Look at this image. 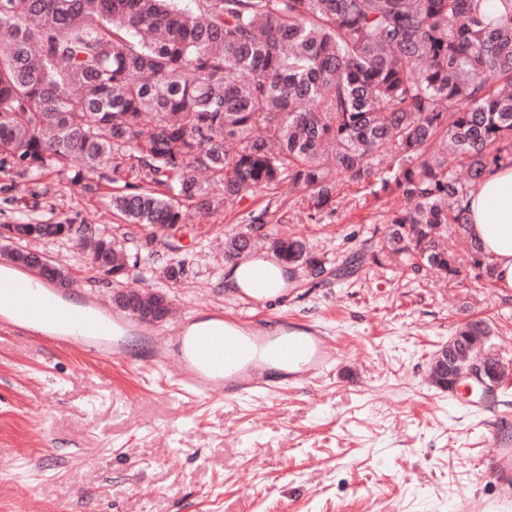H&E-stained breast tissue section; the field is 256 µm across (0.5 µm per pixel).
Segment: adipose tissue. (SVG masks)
<instances>
[{
    "label": "adipose tissue",
    "instance_id": "ef3b65f1",
    "mask_svg": "<svg viewBox=\"0 0 512 512\" xmlns=\"http://www.w3.org/2000/svg\"><path fill=\"white\" fill-rule=\"evenodd\" d=\"M473 239L494 266L501 294L512 293V168L488 173L467 205Z\"/></svg>",
    "mask_w": 512,
    "mask_h": 512
}]
</instances>
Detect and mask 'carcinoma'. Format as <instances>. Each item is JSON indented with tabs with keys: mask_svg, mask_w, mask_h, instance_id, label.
Returning <instances> with one entry per match:
<instances>
[{
	"mask_svg": "<svg viewBox=\"0 0 512 512\" xmlns=\"http://www.w3.org/2000/svg\"><path fill=\"white\" fill-rule=\"evenodd\" d=\"M0 0V170L39 180L80 159L74 181L112 174L127 224H184L257 189L291 185L310 217L333 209L346 178L398 195L378 253L410 271L455 275L454 236L470 240L466 203L485 174L512 167V0ZM467 173L462 181L457 169ZM206 170L224 185L214 199ZM249 232L225 238L234 261ZM270 250L321 271L306 244L272 226ZM93 264L125 266L92 237ZM484 349L480 320L457 332Z\"/></svg>",
	"mask_w": 512,
	"mask_h": 512,
	"instance_id": "carcinoma-1",
	"label": "carcinoma"
}]
</instances>
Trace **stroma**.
<instances>
[{
    "mask_svg": "<svg viewBox=\"0 0 512 512\" xmlns=\"http://www.w3.org/2000/svg\"><path fill=\"white\" fill-rule=\"evenodd\" d=\"M79 167L31 180L0 172V224L31 217L88 225L116 238L137 266L120 281L68 241L39 243L82 295L158 290L193 312L234 310L224 236L265 214L307 242L326 275H299L266 317L324 328L330 371L240 400L182 393L170 372L41 348L0 332V512H477L499 490L492 433L512 438V375L472 404L434 386L435 352L466 319L485 320L486 352L512 362V296L500 294L467 249L448 239L458 273H412L372 254L402 197L340 183L334 211L308 218L288 188L192 211L166 232L122 223L108 182L85 192ZM183 269L164 279L170 262Z\"/></svg>",
    "mask_w": 512,
    "mask_h": 512,
    "instance_id": "35a3bbf8",
    "label": "stroma"
}]
</instances>
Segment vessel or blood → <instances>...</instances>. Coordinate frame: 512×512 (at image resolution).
<instances>
[{
  "label": "vessel or blood",
  "mask_w": 512,
  "mask_h": 512,
  "mask_svg": "<svg viewBox=\"0 0 512 512\" xmlns=\"http://www.w3.org/2000/svg\"><path fill=\"white\" fill-rule=\"evenodd\" d=\"M273 267L268 258L247 262L251 285L237 291L244 316L175 307L169 312V328L159 334L133 315L113 309L107 296L98 294L79 304L70 289L15 266L10 275H0V328L39 345L77 344L104 360H130L127 340L135 335L174 368L186 390L240 399L311 379L328 371L336 359L318 325L291 318L272 326L263 321ZM492 441L493 476L501 490L496 507L512 512V441L497 435Z\"/></svg>",
  "instance_id": "b4317fda"
}]
</instances>
